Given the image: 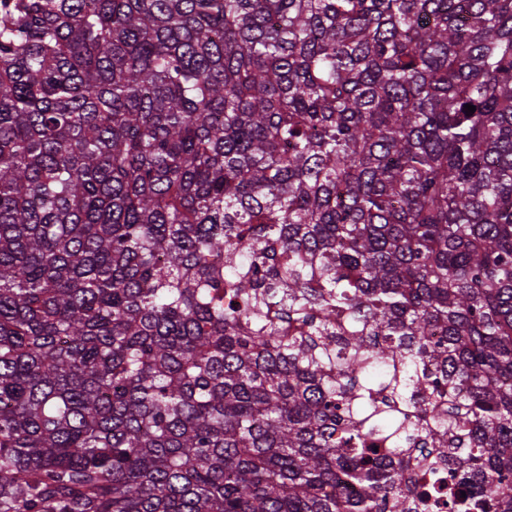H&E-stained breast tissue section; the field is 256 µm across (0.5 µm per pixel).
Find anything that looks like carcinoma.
Returning a JSON list of instances; mask_svg holds the SVG:
<instances>
[{
  "label": "carcinoma",
  "mask_w": 512,
  "mask_h": 512,
  "mask_svg": "<svg viewBox=\"0 0 512 512\" xmlns=\"http://www.w3.org/2000/svg\"><path fill=\"white\" fill-rule=\"evenodd\" d=\"M428 503L512 512V0H0V512Z\"/></svg>",
  "instance_id": "1"
}]
</instances>
